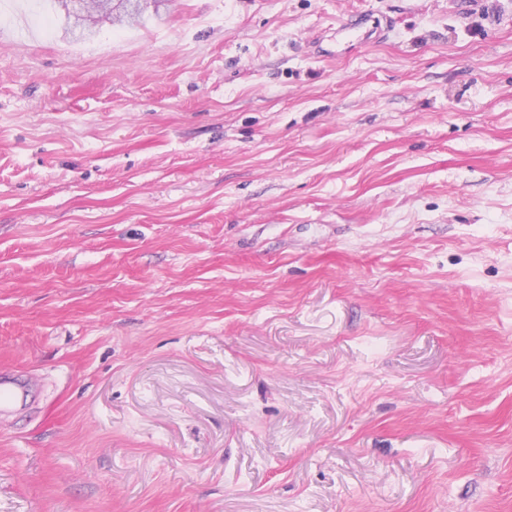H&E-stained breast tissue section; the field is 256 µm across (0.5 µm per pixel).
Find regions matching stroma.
<instances>
[{"mask_svg":"<svg viewBox=\"0 0 512 512\" xmlns=\"http://www.w3.org/2000/svg\"><path fill=\"white\" fill-rule=\"evenodd\" d=\"M0 0V512H512V0ZM27 391L26 383L18 376L9 372L0 373V410L6 412L13 401L24 397Z\"/></svg>","mask_w":512,"mask_h":512,"instance_id":"obj_1","label":"stroma"}]
</instances>
